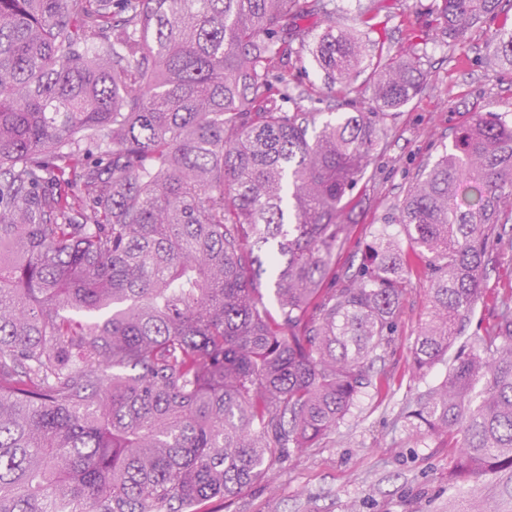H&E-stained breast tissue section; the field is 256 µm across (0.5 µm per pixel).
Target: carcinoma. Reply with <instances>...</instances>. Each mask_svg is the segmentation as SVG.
I'll return each instance as SVG.
<instances>
[{
    "label": "carcinoma",
    "mask_w": 512,
    "mask_h": 512,
    "mask_svg": "<svg viewBox=\"0 0 512 512\" xmlns=\"http://www.w3.org/2000/svg\"><path fill=\"white\" fill-rule=\"evenodd\" d=\"M332 0H0V512H204L348 413L418 267L411 354L448 376L409 418L455 479L512 470V295L468 338L490 252L512 248V122L473 111L364 258L336 275L346 198L417 57L316 129L288 57L329 89L369 61L378 11ZM503 0H434L450 46ZM302 14L327 20L310 34ZM512 67V29L487 40ZM269 282L273 303L265 300ZM288 75L296 97L294 103L288 107L300 106L303 109L324 110L325 103H317L316 93L325 92L322 75L307 59L300 62L295 56L288 57ZM313 95L311 100L310 96ZM309 96V97H308ZM296 103V104H295Z\"/></svg>",
    "instance_id": "cac0c4a2"
}]
</instances>
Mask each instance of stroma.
<instances>
[{
  "label": "stroma",
  "instance_id": "1",
  "mask_svg": "<svg viewBox=\"0 0 512 512\" xmlns=\"http://www.w3.org/2000/svg\"><path fill=\"white\" fill-rule=\"evenodd\" d=\"M433 0H376L381 28L371 40L383 57L414 54L423 74L421 92L381 122L373 162L350 195L351 232L336 256L337 272L359 263L373 232L406 195L424 163L450 145L472 107L501 113L512 107V70L494 71L485 57L486 29L512 28V7L501 10L454 46L430 36ZM288 75L303 109L317 108L322 75L313 64L289 58ZM467 333L492 325L498 302L512 291V251L493 252ZM429 282L412 277L395 318L394 343L374 364L383 387L367 385L345 417L314 447L273 462L270 478L231 499L207 503V512H483L495 504L512 512V472L452 484L455 458L442 438L412 427L407 414L418 397L448 374L441 360L415 373L411 348L430 306Z\"/></svg>",
  "mask_w": 512,
  "mask_h": 512
}]
</instances>
